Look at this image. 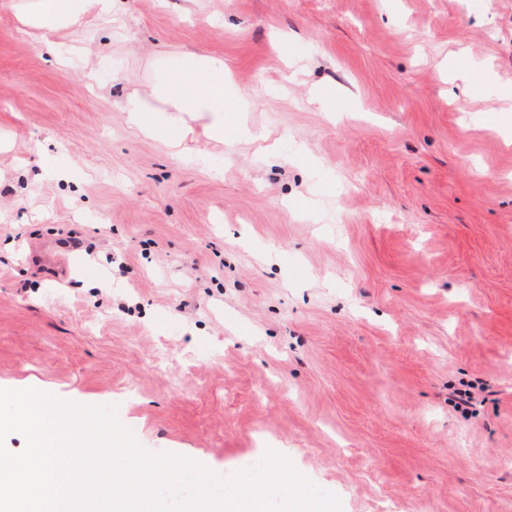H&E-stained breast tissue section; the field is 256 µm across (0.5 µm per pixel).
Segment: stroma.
<instances>
[{"label": "stroma", "mask_w": 512, "mask_h": 512, "mask_svg": "<svg viewBox=\"0 0 512 512\" xmlns=\"http://www.w3.org/2000/svg\"><path fill=\"white\" fill-rule=\"evenodd\" d=\"M0 0V388L343 512H512V0ZM208 113L141 131L165 54ZM484 387L468 414L448 392ZM116 0H29L30 3L23 9V21L32 19L35 27L42 31L36 37L38 44L46 45L42 41L47 33L59 28L73 27L92 9L101 17L112 16V8ZM168 66L165 76L151 84L149 91L140 95L136 90L130 95L127 112L133 122L143 123L142 114L149 112L150 128L162 134L177 126L176 113L211 112L215 116L209 127L211 136L224 137V61L220 58L181 53L159 61ZM176 71L177 80L167 76Z\"/></svg>", "instance_id": "1"}]
</instances>
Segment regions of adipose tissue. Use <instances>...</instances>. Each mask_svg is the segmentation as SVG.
<instances>
[{
  "label": "adipose tissue",
  "instance_id": "obj_1",
  "mask_svg": "<svg viewBox=\"0 0 512 512\" xmlns=\"http://www.w3.org/2000/svg\"><path fill=\"white\" fill-rule=\"evenodd\" d=\"M115 0H29L21 17L33 20L42 33L77 25L88 12L101 17L112 14ZM168 75L151 84L145 93H132L127 110L134 123H141L143 113H150V127L163 133L176 126L180 114L210 112L214 120L212 136L224 135V62L196 53H181L162 59Z\"/></svg>",
  "mask_w": 512,
  "mask_h": 512
}]
</instances>
